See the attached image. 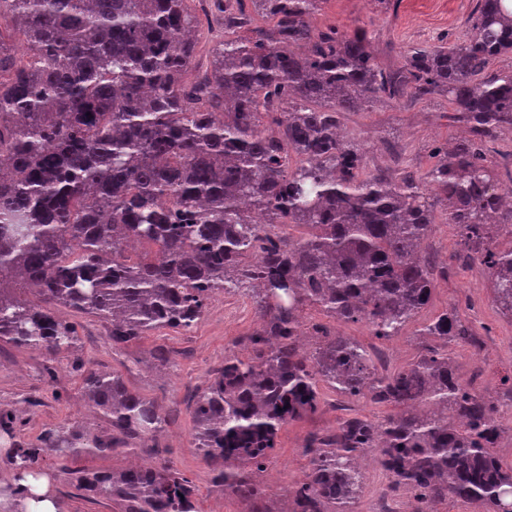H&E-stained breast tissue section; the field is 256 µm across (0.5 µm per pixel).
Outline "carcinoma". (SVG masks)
<instances>
[{"mask_svg": "<svg viewBox=\"0 0 512 512\" xmlns=\"http://www.w3.org/2000/svg\"><path fill=\"white\" fill-rule=\"evenodd\" d=\"M190 0H0V344L57 354L95 317L112 344L160 329L189 331L218 291L253 286V356L224 355L192 415L194 448L224 493L258 499L253 480L281 430L317 412L321 385L395 412L350 414L309 435L305 477L291 512H357L358 459L379 460L415 512L449 499L475 512L512 503V463L493 451L500 401L462 382L448 344L482 347L455 309L423 329L438 345L380 375L372 353L315 324L316 307L392 339L430 302L436 265L421 250L443 207L466 258L491 276L512 316V206L487 146L512 126V74L483 76L512 53V9L476 0L463 41L416 47L395 69L372 37L312 18L326 0H199L210 15L211 68L199 69ZM264 6L254 22L248 4ZM15 31L26 47L5 42ZM444 96L469 136L436 147L422 176L366 170L341 135L343 113L380 98ZM275 128L260 129L262 118ZM305 226L295 239L277 225ZM83 392L108 422L102 438L79 425L16 439L0 413V512L39 500L26 477L52 459L74 495L112 512H197L192 479L170 465L119 471L78 466L85 456L133 451L166 423L155 405L106 368L82 370Z\"/></svg>", "mask_w": 512, "mask_h": 512, "instance_id": "cac0c4a2", "label": "carcinoma"}]
</instances>
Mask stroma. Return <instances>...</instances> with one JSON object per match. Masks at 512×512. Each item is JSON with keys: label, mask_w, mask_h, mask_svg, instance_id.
Here are the masks:
<instances>
[{"label": "stroma", "mask_w": 512, "mask_h": 512, "mask_svg": "<svg viewBox=\"0 0 512 512\" xmlns=\"http://www.w3.org/2000/svg\"><path fill=\"white\" fill-rule=\"evenodd\" d=\"M475 3L391 0L383 8L375 0H326L313 24L365 28L374 38L379 62L396 66L411 48H432L444 37L452 43L461 39L469 29ZM451 110L443 98L426 103L405 97L345 113L342 128L348 139L361 146L368 168L396 172L408 166L422 174L433 163L434 147L461 135L460 124L446 119ZM424 249L437 263L447 264L448 273L437 277L429 306L401 336L379 339L365 323L339 322L312 308L304 312L305 323H320L330 332L350 337L375 354L379 371L391 372L431 345V338L421 334L425 324L446 309L457 308L477 328L484 346L476 355L450 347L456 368L463 381L500 396L503 379L512 377V318L494 303L487 269L462 258L460 238L441 213L435 217ZM78 322L80 336L74 350L51 356L35 349L0 348V410L17 416L18 439L31 442L43 429L71 423L107 433L108 424L87 401L82 376L75 369L79 362L103 366L121 374L130 390L153 401L166 425L156 436L137 442L134 453L91 458L88 466L120 470L132 462L168 464L194 481L200 512H249V504L214 487L210 467L193 446L192 408L208 378L223 367L225 354L246 357L251 353L248 336L257 326L251 287L214 294L204 318L190 331L160 330L124 348L113 346L105 323L98 319L82 316ZM158 346L168 352L161 368L151 358ZM322 393V408L281 431L272 458L258 475L276 512H287V487L308 470L303 444L310 433L334 426L348 408L376 419L389 413L388 408L366 398L346 400L327 386Z\"/></svg>", "instance_id": "35a3bbf8"}]
</instances>
